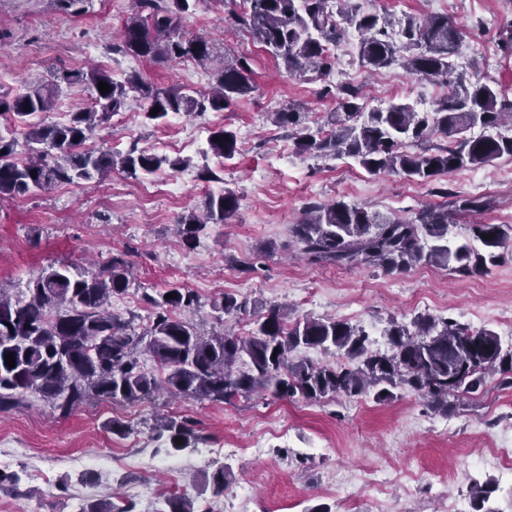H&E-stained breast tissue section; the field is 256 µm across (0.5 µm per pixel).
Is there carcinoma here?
I'll return each mask as SVG.
<instances>
[{
    "label": "carcinoma",
    "instance_id": "carcinoma-1",
    "mask_svg": "<svg viewBox=\"0 0 512 512\" xmlns=\"http://www.w3.org/2000/svg\"><path fill=\"white\" fill-rule=\"evenodd\" d=\"M199 0H135L134 12L121 29L112 50L156 63L193 60L212 67L213 88L207 94L180 92L147 82L139 73L117 80L100 68L57 70L44 85L0 94V116L24 130L26 159L17 160L18 141L0 135V199H14L33 191H48L62 184L105 178L115 169L131 177L152 175L163 167L179 171L190 159L156 154L146 148L117 153L108 146L83 149L95 130L125 110L129 93L144 100L141 116L157 123L171 113L186 115L219 112L256 89L249 58L212 39L187 37L180 31L182 15ZM230 20L280 60L291 76L308 73L327 79L336 65L334 49L345 41L348 29L359 36L357 57L361 67L378 70L399 64L410 74L434 79L453 71L450 58L462 41L460 30L446 16L421 22H403L385 13H361L350 0H214ZM399 27V38L393 37ZM110 90L102 93L98 83ZM84 84L92 89L91 106L74 112L63 123L47 124L43 115L55 105L61 85ZM323 91L336 100L331 134L323 137L304 125L307 109L290 106L273 113V123L294 130L295 147L316 156H347L372 175L399 171L429 180L464 167H482L503 157L512 158V137L497 132L512 102L500 99L495 86L456 78L451 93L440 98L430 112H419L408 102H392L384 109L366 110L360 91L350 86L326 85ZM160 107L152 116L151 110ZM485 132L474 136L471 128ZM441 134L448 144L426 146ZM229 139H224V136ZM411 142L417 151L403 150ZM211 151L231 159L237 137L223 127L211 133ZM238 208L231 191L208 193L200 210L180 216L179 233L187 247L195 246L211 224H225ZM448 207L436 206L401 219L336 201L311 203L290 236L311 264L373 266L403 272L421 263L448 267L460 276L482 272L496 264L498 250L512 249V227L476 224L473 241H448ZM492 238H487V235ZM481 244L477 249L473 242ZM129 264L113 256L93 270L76 272L69 263L42 268L19 292L0 284V411L33 396L63 414L89 398L135 402L159 391L184 399L229 403L260 393L274 399L300 395L307 400L371 396L377 402L394 399L396 389H407L446 414L453 401L471 395L498 374L512 385V346L489 329L420 316L415 331L391 320L386 336L390 353L369 351L365 330L339 319L303 318L288 322L279 305L269 307L245 336L223 331L206 334L182 319L196 297L187 288L145 295L153 308L143 331H132L135 316L110 310L112 299L129 288ZM247 301L231 295L213 304L226 315L246 311ZM335 349L350 363L318 365L294 361L296 349ZM147 352L158 373H146L139 355ZM13 354L15 367L5 364ZM155 439L167 451L195 445L190 422L173 419L155 425ZM183 438L178 442L177 438ZM229 473L220 467L207 485L221 496ZM489 485L471 488L474 512L485 508ZM160 512H196L184 495L167 497ZM104 499L80 512H132Z\"/></svg>",
    "mask_w": 512,
    "mask_h": 512
}]
</instances>
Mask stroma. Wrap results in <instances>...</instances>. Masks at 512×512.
I'll use <instances>...</instances> for the list:
<instances>
[{"instance_id":"1","label":"stroma","mask_w":512,"mask_h":512,"mask_svg":"<svg viewBox=\"0 0 512 512\" xmlns=\"http://www.w3.org/2000/svg\"><path fill=\"white\" fill-rule=\"evenodd\" d=\"M366 12L395 18L443 15L463 33L453 58L456 72L479 75L512 102V0H357ZM134 0L112 12L109 0H0V92L22 83L48 81L51 69L98 66L115 78L139 72L172 89L203 91L210 67L193 61L156 64L114 53L112 46ZM187 33L224 41L251 57L256 89L220 112L169 114L143 123L140 101L130 96L124 112L98 128L90 147L110 144L155 149L159 140L197 132L184 154L192 168H164L145 178L113 171L102 181L63 185L0 202V281L25 287L54 261L78 268L120 255L134 270L127 293L112 308L135 314V330L148 323L144 294L172 285L192 290L195 308L184 320L209 331L249 332L273 304H288L297 318H336L369 334V349L390 350V320L448 318L495 331L512 344V250L502 251L488 271L459 276L446 267L420 264L404 272L377 267L313 265L289 246V226L311 201L341 200L388 216L408 218L425 207L449 205L484 186L486 208L456 215L448 227L454 242L469 239L474 224L512 226V160L465 167L421 182L402 173L372 175L349 157L317 158L296 152L292 131L273 125L269 113L294 102L310 109L311 129H326L335 108L322 80L289 75L283 64L240 31L226 11L200 0L183 19ZM357 32L338 51L337 68L356 86L367 108L406 101L432 110L430 80L395 65L368 73L353 59ZM235 132L239 151L224 161L208 154L207 133ZM223 169L224 181L205 186L201 165ZM180 196L167 192L177 177ZM229 189L239 207L229 223L210 225L196 248L173 232L175 220L201 205L207 191ZM230 293L248 303L245 313L224 315L213 303ZM121 419L131 431L112 435ZM187 419L199 435L195 447L168 455L158 450L154 424ZM512 439V386L490 378L476 394L457 401L449 414L431 410L404 390L394 400L370 397L278 400L253 395L223 404L171 397L162 392L134 403L90 399L67 415L27 398L0 411V472L18 475L17 487L0 490V512H79L113 495L133 512H155L170 494L184 493L197 512H472L470 487L491 483L496 512H512V477L488 465L503 438ZM230 467L223 495L203 481ZM389 482L372 489L374 473Z\"/></svg>"}]
</instances>
